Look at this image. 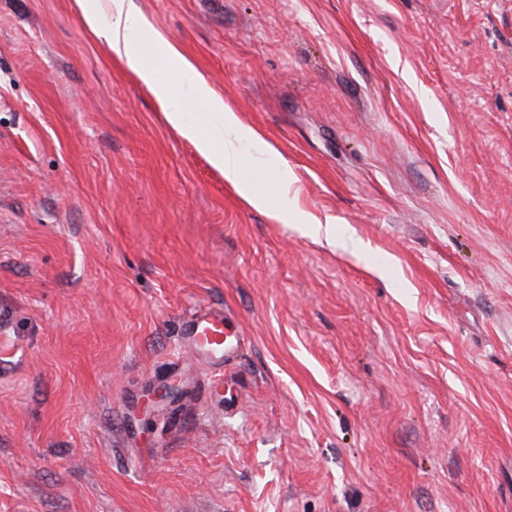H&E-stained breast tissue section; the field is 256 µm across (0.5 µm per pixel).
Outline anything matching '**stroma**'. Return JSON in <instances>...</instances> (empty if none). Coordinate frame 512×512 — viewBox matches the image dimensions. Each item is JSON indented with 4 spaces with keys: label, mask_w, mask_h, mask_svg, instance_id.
<instances>
[{
    "label": "stroma",
    "mask_w": 512,
    "mask_h": 512,
    "mask_svg": "<svg viewBox=\"0 0 512 512\" xmlns=\"http://www.w3.org/2000/svg\"><path fill=\"white\" fill-rule=\"evenodd\" d=\"M134 2L336 242L76 0H0V512H512V0ZM203 307L248 339L221 375ZM85 27L105 41L112 57L145 85L161 105L168 126L223 175L225 182L257 210L268 211L271 218L282 224L293 222L288 206V168L279 163L274 171L278 187V202L270 206L271 195L258 187L244 172L241 148L257 139L250 127L243 125L237 114L224 106V99L196 76L193 62L168 38L156 33L154 53L163 59L169 71L188 78V93L195 101L203 102L193 112L207 113L196 118L185 107L175 87L162 78L158 71L147 66L138 41V33L149 23L136 8L133 0H77ZM208 111V112H207ZM183 334L201 360L224 371L236 361L246 341L226 311L212 308L185 321Z\"/></svg>",
    "instance_id": "35a3bbf8"
}]
</instances>
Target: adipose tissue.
<instances>
[{"label": "adipose tissue", "instance_id": "adipose-tissue-1", "mask_svg": "<svg viewBox=\"0 0 512 512\" xmlns=\"http://www.w3.org/2000/svg\"><path fill=\"white\" fill-rule=\"evenodd\" d=\"M77 4L85 27L104 40L113 58L155 96L168 126L205 155L225 182L252 207L269 212L279 223H290L287 167L280 164L275 168L278 192L274 195L246 176L242 148L256 139L255 130L243 125L237 114L225 107L223 99L197 77L193 62L174 43L164 35H155V54L166 62L169 71L186 78L191 98L207 108L201 119L189 112L174 86L144 62L138 33L148 21L133 0H77Z\"/></svg>", "mask_w": 512, "mask_h": 512}]
</instances>
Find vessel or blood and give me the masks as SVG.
Instances as JSON below:
<instances>
[{"label": "vessel or blood", "instance_id": "b4317fda", "mask_svg": "<svg viewBox=\"0 0 512 512\" xmlns=\"http://www.w3.org/2000/svg\"><path fill=\"white\" fill-rule=\"evenodd\" d=\"M185 340L198 357L217 369H228L238 358L245 338L226 311L203 309L183 324Z\"/></svg>", "mask_w": 512, "mask_h": 512}]
</instances>
